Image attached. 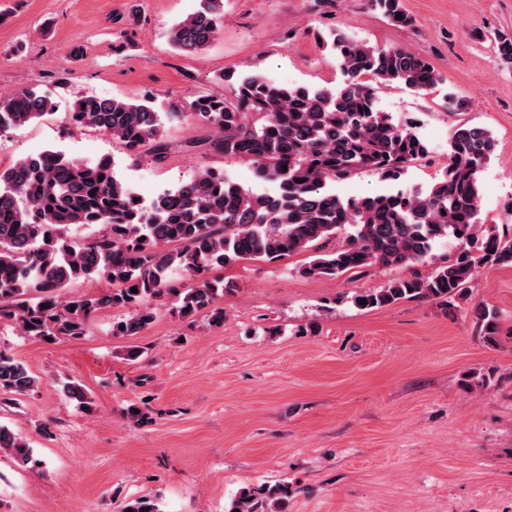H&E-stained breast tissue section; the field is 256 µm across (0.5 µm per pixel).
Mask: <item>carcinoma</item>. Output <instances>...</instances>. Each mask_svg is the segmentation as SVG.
Returning a JSON list of instances; mask_svg holds the SVG:
<instances>
[{
  "label": "carcinoma",
  "instance_id": "1",
  "mask_svg": "<svg viewBox=\"0 0 512 512\" xmlns=\"http://www.w3.org/2000/svg\"><path fill=\"white\" fill-rule=\"evenodd\" d=\"M216 2L200 0L196 13L172 26L176 49L195 53L209 45L221 23ZM366 5L396 24L411 22L402 0H366ZM329 38L326 45L345 77L334 91L283 86L251 74L227 78L229 91L222 96L197 95L181 111L164 115L147 101H77L71 113L76 126L112 136L137 158L163 154V118L199 119L212 130L214 152L254 161L258 177L274 184L277 195L256 194L206 168L146 207L134 201L108 157L83 162L62 150H46L20 159L0 169V320L43 342L85 335L93 315L106 308L127 312L112 323V335L135 336L155 320L152 303L158 301L170 302L182 318L207 310L221 323L218 301L229 291L224 280L212 277L177 288L175 271L194 278L244 260L273 261L309 250L313 255L300 273L336 278L374 265L420 263L434 243H459V254L430 276L393 280L356 295L354 304L363 309L414 299L452 308L466 297L477 268L512 265V238L478 223V174L496 151L486 128L455 126L448 163L426 191L343 201L326 190L327 183L360 172L397 181L428 154L409 126L377 110L370 82L420 92L441 81L429 62L402 48L376 47L336 29ZM51 108L48 94L36 89L1 95L0 131L21 129ZM91 225L105 232L81 241L69 236L71 229ZM341 233L340 246L323 249L322 241ZM96 276L112 288L60 300L64 290ZM476 316L483 336L495 341L496 313L478 308ZM37 382L24 364L0 352V396L25 395ZM67 393L85 411L95 410L80 385L69 384ZM6 450L23 465L36 462L28 443L0 426V451ZM286 499V485H246L225 512H280ZM129 509L161 512L151 496L129 500L121 512Z\"/></svg>",
  "mask_w": 512,
  "mask_h": 512
}]
</instances>
